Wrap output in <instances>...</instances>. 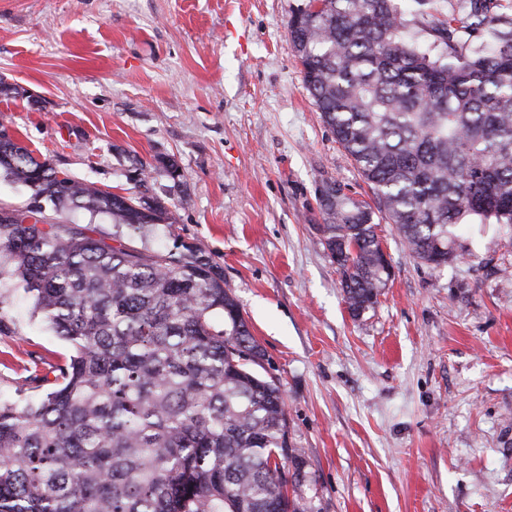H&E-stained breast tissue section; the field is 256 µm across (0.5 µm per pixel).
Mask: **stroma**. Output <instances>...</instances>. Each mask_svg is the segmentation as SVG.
Here are the masks:
<instances>
[{
    "instance_id": "1",
    "label": "stroma",
    "mask_w": 512,
    "mask_h": 512,
    "mask_svg": "<svg viewBox=\"0 0 512 512\" xmlns=\"http://www.w3.org/2000/svg\"><path fill=\"white\" fill-rule=\"evenodd\" d=\"M305 0H0V123L71 178L175 205L174 238L224 270L279 380L313 512H512V239L465 224L463 259L420 262L383 213L392 267L353 317L317 229L319 187L370 186L322 121L288 40ZM175 163L171 178L163 162ZM0 394L71 353L10 281Z\"/></svg>"
}]
</instances>
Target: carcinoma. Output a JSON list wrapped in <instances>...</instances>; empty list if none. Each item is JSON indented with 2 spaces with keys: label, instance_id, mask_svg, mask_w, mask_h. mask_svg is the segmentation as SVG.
Segmentation results:
<instances>
[{
  "label": "carcinoma",
  "instance_id": "cac0c4a2",
  "mask_svg": "<svg viewBox=\"0 0 512 512\" xmlns=\"http://www.w3.org/2000/svg\"><path fill=\"white\" fill-rule=\"evenodd\" d=\"M470 0L429 29L396 0H307L289 43L323 122L422 263L460 257L462 224L512 239V18ZM475 35L487 43L469 47ZM0 176L34 204L0 206V281L17 279L74 353L29 376L33 397L0 396V512H309L285 498L274 454L288 418L279 382L240 363L260 348L224 270L200 246H149L174 204L120 195L0 136ZM318 225L352 316L388 279L373 208L336 205ZM112 219V242L50 221L46 207ZM294 487L305 457L290 449Z\"/></svg>",
  "mask_w": 512,
  "mask_h": 512
}]
</instances>
